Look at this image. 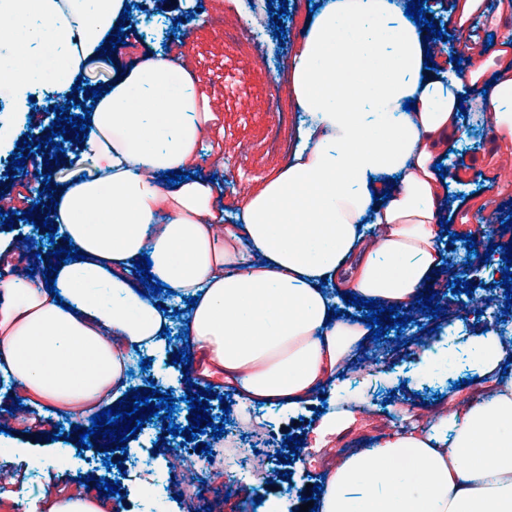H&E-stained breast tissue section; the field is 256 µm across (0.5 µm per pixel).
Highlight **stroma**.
<instances>
[{"label":"stroma","mask_w":512,"mask_h":512,"mask_svg":"<svg viewBox=\"0 0 512 512\" xmlns=\"http://www.w3.org/2000/svg\"><path fill=\"white\" fill-rule=\"evenodd\" d=\"M127 2L131 15L124 28L133 31V38L117 63L97 54L90 56L79 74L80 80L84 86H98L113 69H130L148 55L180 58L192 64L197 74L195 93L200 109L208 115V135L198 150L196 173L213 178L217 205L224 212L225 222H233L245 196L259 192L285 169L296 143L304 115L289 91L288 59L302 43L317 0H287V13L276 23L268 19L269 0H259L260 16L265 20L264 38L269 44L266 67L252 71L232 93L224 90L225 61L233 59L247 65L253 58L251 45L224 36L225 30L240 20L236 0ZM188 10L194 17L187 21L183 14ZM279 23L286 31L281 39L273 34ZM471 37L472 47L484 59H497L503 47H512V17H501L497 5H490L474 22ZM51 100L50 92H40L26 111L9 106L7 112L0 114V120L10 123L20 140L25 135L41 133L52 120L47 110ZM450 147V152L439 158L451 181L443 204V221L450 233L459 236L453 246L443 250L441 265L448 270L464 264L469 255L464 235L477 238L485 233V226L478 222L484 205L495 202L500 208L499 218L512 216V181L498 175L501 160L512 157V138L495 136L492 129L477 124L468 110L460 117L458 134ZM159 299L175 312V337L167 346V354L154 357L148 369H141L140 357H132L127 383L132 388L153 386L160 392H171L177 400L172 418L186 427L191 422L188 404L183 400L188 389L187 373L182 365L174 363L172 356L183 332L184 318L179 314L183 304L164 293ZM497 315V308L492 307L481 314L463 316L461 325L451 329L445 322L424 317L403 329L404 343L400 346L386 336L367 340L360 362L346 373L347 392L373 404L375 414L347 430L353 448L369 447L379 434L395 425L429 416L447 399L470 401L475 389H489L493 377L478 376L468 339L496 327ZM418 336L436 344L447 361L436 377L425 382L419 381L415 371L417 356L411 340ZM209 404L211 421L223 424L225 435L237 437L241 447H251L258 435L270 438L277 446L290 436L301 437L308 445L313 442L311 428L317 405H309L307 414L298 418L263 403L240 409L230 394L222 399L210 398ZM226 404L231 407L227 414L222 411ZM245 415L256 420V427L239 430L238 424ZM77 425L85 429L91 421L86 416L73 419L50 404L36 401L28 404L21 421L0 432V512H25V504L18 496L22 490L37 494L45 490L76 492V478L80 475L119 482L123 497L113 501L112 512H258L257 498L298 501L322 477L319 464L314 462L304 471L293 472L290 479H283L282 465L272 460L268 463L274 476L272 483L249 485L245 496L231 501L216 494L203 498L184 486L185 469L204 464L203 454L194 450L187 437L178 436L173 460L154 458V449L162 445V429L160 423H153L138 431L133 441L138 453L128 457L120 450L107 454L95 446L80 448L77 439L70 436ZM62 454L68 456V466L60 465L58 457ZM156 480L167 486L163 496L153 493L152 483Z\"/></svg>","instance_id":"1"}]
</instances>
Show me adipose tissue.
Masks as SVG:
<instances>
[{
  "instance_id": "1",
  "label": "adipose tissue",
  "mask_w": 512,
  "mask_h": 512,
  "mask_svg": "<svg viewBox=\"0 0 512 512\" xmlns=\"http://www.w3.org/2000/svg\"><path fill=\"white\" fill-rule=\"evenodd\" d=\"M38 2L69 49L52 87L70 92L85 57L108 46L125 0H71L67 13ZM429 38L397 0H327L289 61L291 92L311 120L287 168L221 228L214 187L191 176L205 134L193 75L160 58L113 73L77 178L55 193L54 222L81 259L59 267L52 293L40 276L0 277V359L24 396L80 417L118 398L134 352L164 354L168 313L134 269L146 255L162 286L197 299L192 352L223 372L240 406L296 415L315 397L342 399L338 374L370 333L337 317L344 292L406 309L440 267L434 165L461 105L481 100L494 131L512 133V58L492 79L474 55L460 75L425 66ZM169 170L190 179L162 182ZM470 345L482 374L512 356V335L490 331ZM315 500L318 512H512V372L428 429L385 433L343 458Z\"/></svg>"
}]
</instances>
